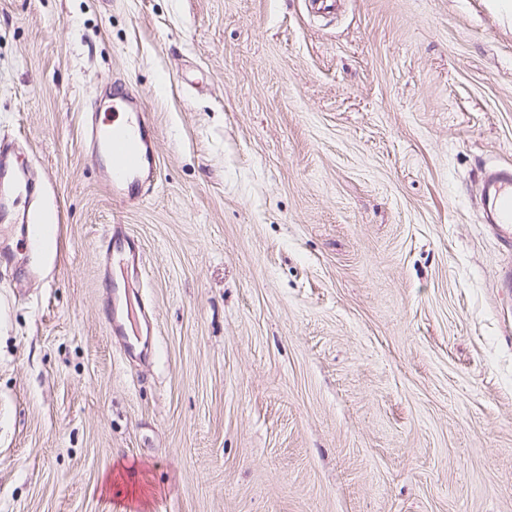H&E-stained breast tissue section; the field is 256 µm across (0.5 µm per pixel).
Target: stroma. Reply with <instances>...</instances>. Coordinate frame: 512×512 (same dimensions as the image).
<instances>
[{"label":"stroma","mask_w":512,"mask_h":512,"mask_svg":"<svg viewBox=\"0 0 512 512\" xmlns=\"http://www.w3.org/2000/svg\"><path fill=\"white\" fill-rule=\"evenodd\" d=\"M118 81L157 133L139 200L84 141ZM1 138L52 245L0 271V512H512L493 0H0ZM484 202L488 227L502 250L512 252V164L484 166Z\"/></svg>","instance_id":"35a3bbf8"}]
</instances>
